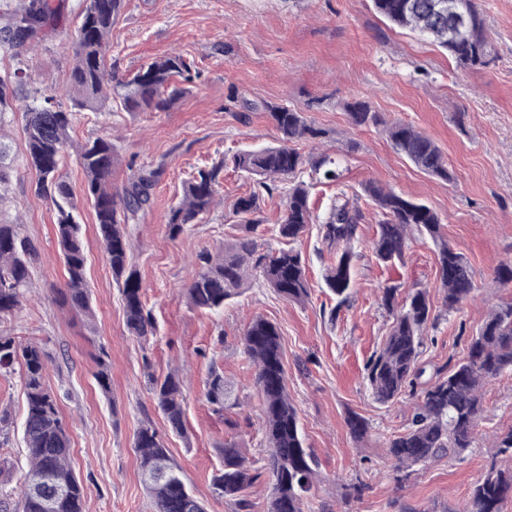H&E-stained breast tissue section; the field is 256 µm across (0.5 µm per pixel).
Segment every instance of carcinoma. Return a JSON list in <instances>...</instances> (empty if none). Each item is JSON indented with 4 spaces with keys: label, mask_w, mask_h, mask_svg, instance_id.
<instances>
[{
    "label": "carcinoma",
    "mask_w": 512,
    "mask_h": 512,
    "mask_svg": "<svg viewBox=\"0 0 512 512\" xmlns=\"http://www.w3.org/2000/svg\"><path fill=\"white\" fill-rule=\"evenodd\" d=\"M128 0H87L80 13L74 43L75 64L69 76L67 103L54 96H33L24 112L23 134L27 161L36 170V195L51 202L54 224L65 268V281L58 290L60 306L94 318L86 281V254L80 237V209L71 187L60 174L64 156L75 151L84 175L85 200L93 209L98 235L112 274L120 288L128 333L143 341L155 335L150 312L145 310L143 288L131 264L132 240L128 226L152 204V190L163 164L142 168L120 189L112 187V172L119 155L108 138L84 142L71 138L76 115L96 111L110 98L118 97L128 112H161L190 92L193 63L181 54L158 57L140 67L132 77L109 73L106 48L116 20ZM436 0H373L376 12L391 23L406 28L445 49L461 68L483 65L487 56L486 23L472 8V28L467 37L449 34L454 27L450 14L434 9ZM51 0H11L0 5L5 23L0 41L9 53L13 71L0 79V116L12 109L16 90L23 83L25 52L35 36L54 16ZM354 125L381 126L394 148L423 172L446 182L454 180L440 147L410 124L386 123L365 102L346 104ZM267 114L280 133V144L236 153L234 171L256 182L248 195L238 198L235 209L242 215V234L224 247L221 254L207 250L196 255L198 272L187 289L192 308L215 311L240 294L252 276L262 277L282 298L304 302L309 295L305 266L300 252L290 248L260 253L252 233L262 223L263 194L274 183L296 172L303 164L334 184L340 179L336 161L325 154L308 158L291 144L316 140L325 132L309 123L302 113L284 106L267 105ZM224 162L198 167L182 183L179 203L168 216L169 235L177 237L199 223L216 203ZM378 216L372 242V257L381 266L401 261L409 233L417 229L432 240L444 305L453 311L467 300L474 284L466 257L442 231L438 214L424 203L410 200L382 184L362 185ZM327 252L323 279L339 298L328 312L336 321L349 298L359 254L353 244L365 212L339 189L326 208L325 216L314 215L308 186L302 182L288 189L280 224V237L295 242L311 224ZM38 254L34 241L22 235L21 225L0 220V315L17 309L31 284L33 262ZM398 286L382 289V306L393 321L381 346L366 361L365 379L377 401L389 403L407 392L419 393L406 430L386 441L388 456L404 472L472 447L474 432L484 412L485 386L500 375L512 372V301L496 305L471 337L465 355L434 369L422 383L425 367L420 363L424 335L433 326L432 304L425 288H414L404 303L397 301ZM244 352L255 369V383L264 403V425L268 454L263 471L272 477L273 492L267 512H305L308 496L315 487L319 464L303 446L297 413L288 398L287 375L277 327L262 318L253 320L244 333ZM20 369L27 403L22 423L27 464L18 488L0 481V512H9L14 491H19L23 512H84V488L72 468L70 438L60 413L57 395L45 382V353L34 342L25 344L13 336L0 335V374ZM206 399L224 406L233 388L224 373L213 369L206 380ZM154 399L171 431L184 430L183 381L168 374L155 381ZM141 481L152 500L153 512H205L202 502L189 490L180 468L171 459L151 424L142 425L135 438ZM223 462L212 479L213 492L235 502L236 512H253L255 504L247 490L260 472L241 453L234 441H224ZM512 499V467L491 461L483 478L473 488L461 512H503Z\"/></svg>",
    "instance_id": "obj_1"
}]
</instances>
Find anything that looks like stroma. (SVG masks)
Returning a JSON list of instances; mask_svg holds the SVG:
<instances>
[{"label": "stroma", "instance_id": "obj_1", "mask_svg": "<svg viewBox=\"0 0 512 512\" xmlns=\"http://www.w3.org/2000/svg\"><path fill=\"white\" fill-rule=\"evenodd\" d=\"M51 2L55 16L25 54L24 92L0 122V140L15 159L9 184L0 188V217L17 221L38 247L25 300L0 316V333L36 342L46 354V382L68 427L86 512H153L134 449L146 422L205 512H235L233 501L213 495L210 483L224 441L237 442L254 466L266 456L263 402L242 346L257 317L279 330L288 394L304 445L319 461V482L306 512H399L407 503L418 512H458L490 462L512 466V456L494 446L495 434L512 428V373L486 387L472 448L417 467L406 481L385 441L404 430L414 397L407 393L379 403L364 380V364L392 321L380 301L383 287L399 286L403 298L411 288L428 289L435 323L421 361L430 369L461 358L492 306L512 300V285H501L495 276L500 264L512 263V0H475L493 51L488 64L464 70L425 38L383 19L372 0H129L108 40V67L125 74L154 58L181 54L199 73L191 91L167 111L128 112L112 99L97 111L79 113L73 126L75 140L106 137L117 144L115 186L140 168L166 163L151 208L130 227L132 264L156 325L146 342L126 331L122 296L89 206L81 208V234L96 319L87 323L55 303L64 265L52 206L35 194L37 175L24 161L23 114L29 93L65 97L81 0ZM355 100L386 122L406 123L431 137L453 182L414 167L381 129L355 126L345 109ZM269 104L302 112L324 129L322 138L295 148L305 156L336 159L344 184L356 188L376 180L438 213L449 244L473 271L474 290L458 310L444 305L429 237L412 232L403 265L389 270L371 258V223L361 227L355 283L336 322L323 316L335 299L323 281L322 243L314 226L296 244L311 288L306 303L284 300L256 276L222 310L190 307L187 288L197 271L196 255L223 252L239 235L235 203L253 190V181L225 167L217 206L176 238L167 231L169 211L195 168L278 143L265 111ZM301 181L310 184L311 203L321 210L336 192L313 182L306 165L284 179L261 204L259 251L284 247L276 226L289 187ZM99 354L111 375L107 395L96 381ZM213 368L234 388L232 406L221 412L204 395ZM170 373L181 376L186 395L179 435L170 432L152 391L153 380ZM25 408L21 372L0 375V411H8L16 425L9 445L0 448V467L14 485L26 462L20 430ZM354 412L368 424L364 437H354L347 426ZM358 481L365 491L349 496L348 485Z\"/></svg>", "mask_w": 512, "mask_h": 512}]
</instances>
